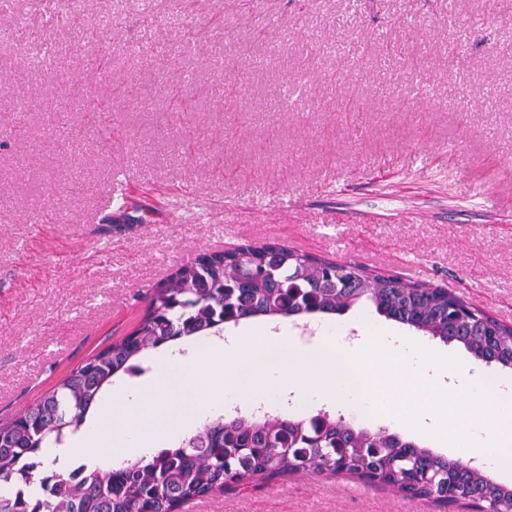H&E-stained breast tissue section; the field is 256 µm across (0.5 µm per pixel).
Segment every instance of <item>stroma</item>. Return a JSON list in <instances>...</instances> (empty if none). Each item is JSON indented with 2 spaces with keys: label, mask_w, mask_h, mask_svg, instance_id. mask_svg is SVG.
I'll list each match as a JSON object with an SVG mask.
<instances>
[{
  "label": "stroma",
  "mask_w": 512,
  "mask_h": 512,
  "mask_svg": "<svg viewBox=\"0 0 512 512\" xmlns=\"http://www.w3.org/2000/svg\"><path fill=\"white\" fill-rule=\"evenodd\" d=\"M9 0L0 67V419L129 333L198 254L281 240L452 291L512 325V11L502 0ZM112 18L98 31L97 17ZM49 34L72 108L46 127ZM420 66H413L412 56ZM183 88L182 102L161 82ZM299 101L273 109L282 84ZM123 92L116 112L86 94ZM132 203L111 215L112 177ZM44 223L31 224L32 212ZM197 512H471L324 473Z\"/></svg>",
  "instance_id": "35a3bbf8"
}]
</instances>
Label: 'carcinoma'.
Wrapping results in <instances>:
<instances>
[{
	"label": "carcinoma",
	"instance_id": "carcinoma-1",
	"mask_svg": "<svg viewBox=\"0 0 512 512\" xmlns=\"http://www.w3.org/2000/svg\"><path fill=\"white\" fill-rule=\"evenodd\" d=\"M457 296L301 252L286 243L243 245L197 255L146 296L131 332L66 372L35 403L0 421V512H183L189 501L258 478L336 470L335 450H349L347 473L415 501L448 505V493L476 512H512V487L477 467L435 455L396 434L356 427L326 411L308 418L237 413L206 422L175 448L128 461L120 469L80 466L44 471L49 438L60 445L77 432L116 378L180 339L217 336L243 319L306 318L365 308L486 364L512 368V326L479 308L462 316Z\"/></svg>",
	"mask_w": 512,
	"mask_h": 512
}]
</instances>
